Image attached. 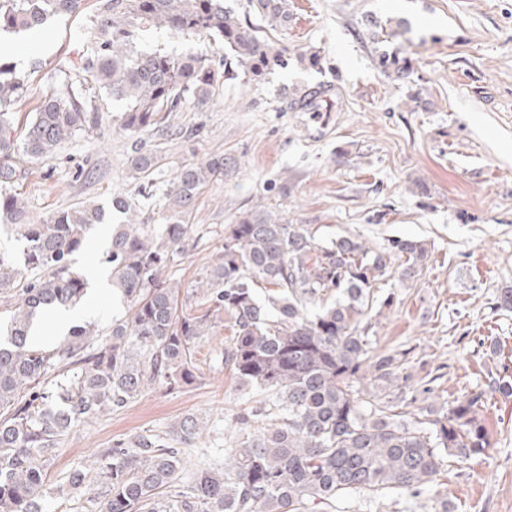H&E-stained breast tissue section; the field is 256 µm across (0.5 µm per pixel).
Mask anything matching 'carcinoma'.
<instances>
[{
	"label": "carcinoma",
	"mask_w": 512,
	"mask_h": 512,
	"mask_svg": "<svg viewBox=\"0 0 512 512\" xmlns=\"http://www.w3.org/2000/svg\"><path fill=\"white\" fill-rule=\"evenodd\" d=\"M83 0H0V33L38 31L54 17L80 11ZM249 9L288 26L287 0H248ZM101 38L86 57L79 87L41 101L16 144L10 106L28 92L25 76L0 67V226L18 230L22 261L0 254V294L31 273L13 305L0 341V512H43L51 491L84 497L94 512H336L351 497L376 501L396 491L417 498L438 480L441 451L484 455L490 438L477 409L482 394L422 419L415 403L440 376L413 380L408 352H375L365 318L396 303L373 289L425 267L429 251L415 239H394L376 250L361 239L318 241L305 224H291L264 207L243 211L224 225V251L196 290L163 277L180 264L191 205L209 182L224 176V155L181 167L166 188L163 224L140 220L136 203L112 201L125 222L110 230L102 262L111 293L128 311L106 328L71 327L50 348L28 342L38 316L74 307L89 280L74 268L103 208L77 203L48 221L30 219L27 202L8 191L27 164L53 156L76 134L96 128L86 96L94 84L124 102L120 128L131 136L155 129L189 98L201 109L220 80L245 68L262 78L286 62L276 47L224 0H108L96 15ZM197 34L224 51V71L212 56L140 52L147 28ZM380 66L400 77L406 60L387 52ZM162 156L137 151L130 172L155 181ZM224 319L221 361L237 390L263 393L229 418L232 438L224 462L202 470L182 491V448L203 433L204 421L181 417L170 437L139 434L103 448L88 466L69 470L54 488L48 466L71 429L106 410H120L145 392L174 391L201 377L197 344ZM414 387L408 400L403 390Z\"/></svg>",
	"instance_id": "obj_1"
}]
</instances>
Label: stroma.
<instances>
[{
	"label": "stroma",
	"instance_id": "obj_1",
	"mask_svg": "<svg viewBox=\"0 0 512 512\" xmlns=\"http://www.w3.org/2000/svg\"><path fill=\"white\" fill-rule=\"evenodd\" d=\"M226 4L287 47L286 67L257 82L220 83L206 108L185 103L167 124L136 137L118 128L120 102L99 92L98 128L30 163L15 190L38 221L119 197L138 204L142 220L161 224L165 185L180 166L224 155L228 170L197 196L184 257L169 271L186 288L223 250L225 225L258 205L308 225L323 242L353 235L383 249L395 238L426 241L425 269L378 290L381 298L395 293L397 303L372 319L369 340L379 351L412 349L415 377L442 368L426 402L433 412L481 394L478 412L492 446L485 456H444L439 480L416 509L433 512L446 497L455 512H512V397L495 390L512 377V312L496 305L512 287V0H288L283 28L249 14L246 0ZM100 5L85 0L26 48L15 35H0V61L30 76L27 98L14 107L18 121L63 77L78 79ZM375 21L391 31L388 42L375 38ZM137 46L224 56L198 36L155 28ZM385 48L407 58L408 77L383 72ZM312 53L319 66L307 62ZM139 147L164 156L149 197L128 170ZM223 345L219 326L200 344L201 379L75 426L48 470L50 484L112 441L166 433L187 414L208 423L185 451L188 471L223 460L224 425L242 401L214 359Z\"/></svg>",
	"mask_w": 512,
	"mask_h": 512
}]
</instances>
